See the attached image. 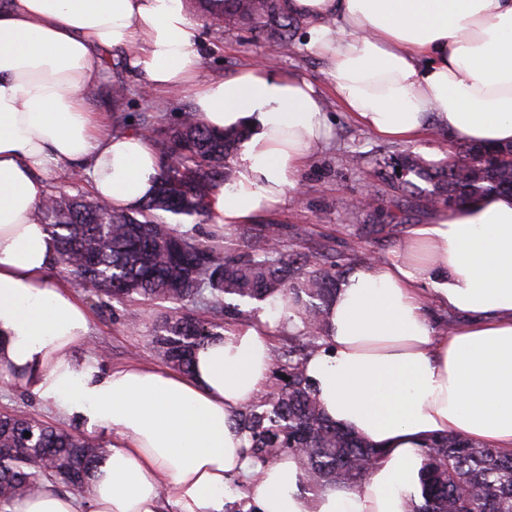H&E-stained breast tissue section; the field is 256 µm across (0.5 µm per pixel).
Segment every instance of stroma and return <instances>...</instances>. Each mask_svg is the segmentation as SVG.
Masks as SVG:
<instances>
[{"label": "stroma", "mask_w": 512, "mask_h": 512, "mask_svg": "<svg viewBox=\"0 0 512 512\" xmlns=\"http://www.w3.org/2000/svg\"><path fill=\"white\" fill-rule=\"evenodd\" d=\"M197 50L203 80L230 78L262 62L318 84L325 81L322 61L308 53L300 40L285 51L265 35L228 33L222 26L203 21ZM127 83L129 95L123 110L135 121L145 112L164 127L193 103L188 89L147 95L144 79L131 75ZM324 110L328 139L311 153L301 172L299 190L288 193L262 221L283 225L288 240L302 251L333 241L336 259L350 270L376 255L389 254L405 239L410 225L427 223L436 211L435 204L427 200L403 196L393 163L408 153L428 161L435 157L443 160L458 151L460 143L453 136L435 134L411 143L380 138L359 126L330 94L324 98ZM369 192L377 195L378 208L368 216L354 209L352 202ZM75 293L92 315L89 345L101 349L102 366L118 367L133 361L161 366L151 334L166 304L146 300L107 304L83 288H76Z\"/></svg>", "instance_id": "stroma-1"}]
</instances>
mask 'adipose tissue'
Instances as JSON below:
<instances>
[{"mask_svg": "<svg viewBox=\"0 0 512 512\" xmlns=\"http://www.w3.org/2000/svg\"><path fill=\"white\" fill-rule=\"evenodd\" d=\"M307 22L339 104L375 135L416 141L431 126L486 147L512 144V0H286ZM198 24L183 0H0V382L17 386L112 453L88 489L44 482L7 512H225L231 480L255 512H408L428 444L459 434L512 454V197L491 194L410 226L385 260L348 274L306 373L326 417L381 452L352 490L313 494L300 460L253 468L235 416L263 394L274 336L300 308L266 303L255 321L200 346L191 375L80 354L92 318L47 273L56 242L36 212L62 174L134 209L156 188L151 140L115 135L82 92L120 52L148 91L189 88L212 130L246 129L233 183L211 223L247 224L299 185L328 133L312 82L254 65L197 82ZM463 320L443 333L428 304Z\"/></svg>", "mask_w": 512, "mask_h": 512, "instance_id": "1", "label": "adipose tissue"}]
</instances>
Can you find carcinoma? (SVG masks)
<instances>
[{
  "label": "carcinoma",
  "mask_w": 512,
  "mask_h": 512,
  "mask_svg": "<svg viewBox=\"0 0 512 512\" xmlns=\"http://www.w3.org/2000/svg\"><path fill=\"white\" fill-rule=\"evenodd\" d=\"M199 15L224 28L256 30L284 48L292 45L303 20L290 15L284 0H192ZM123 61H104L112 76L113 125L122 132L128 116ZM153 138L160 172L155 195L132 211L87 197L47 196L38 206L39 222L56 239L57 254L71 262V277L92 294L122 303L152 300L174 304L154 329L153 346L172 369L190 374L192 355L201 344L222 335L224 315L270 297L292 299L302 309L304 332L289 337L288 350L273 361L290 377L280 389L242 407L236 424L247 439L253 466L283 455L301 460L304 487L320 493L361 484L380 452L366 440L326 418L305 370L322 336L329 302L342 272L324 267L334 246L325 242L309 253H284L285 228L259 224L243 229L262 246L223 254L162 220L169 213L194 221L207 215L213 191L232 182L231 159L244 138L241 128L214 132L189 109L173 126L159 128L142 118ZM509 147L469 145L460 155L430 164L418 155L401 160L403 191L414 195L413 174L429 183L430 201L455 208L487 193L512 196V161L494 158ZM31 436H25V433ZM111 448L71 430L29 415L0 418V508L38 491L51 480L83 491L93 468ZM421 500L410 512H512V455H503L460 435L443 436L425 448Z\"/></svg>",
  "instance_id": "cac0c4a2"
}]
</instances>
